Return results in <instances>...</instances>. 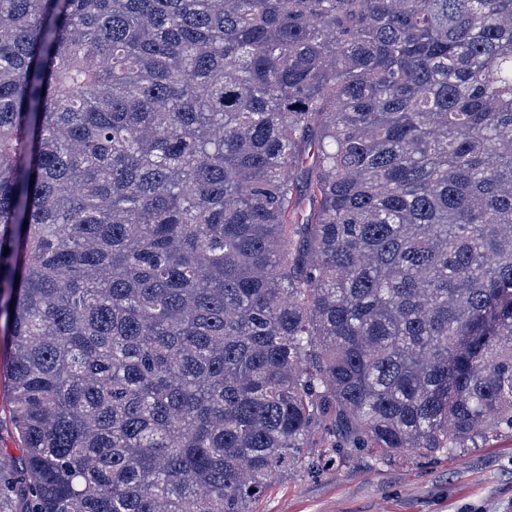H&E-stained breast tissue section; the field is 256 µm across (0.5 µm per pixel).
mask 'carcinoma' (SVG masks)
<instances>
[{
	"instance_id": "1",
	"label": "carcinoma",
	"mask_w": 512,
	"mask_h": 512,
	"mask_svg": "<svg viewBox=\"0 0 512 512\" xmlns=\"http://www.w3.org/2000/svg\"><path fill=\"white\" fill-rule=\"evenodd\" d=\"M0 321V512L512 432V0H0ZM7 359L4 348L0 349V448L2 451L8 452L14 457H19L22 454L21 444L16 435L11 432V425L9 420V394L7 388Z\"/></svg>"
}]
</instances>
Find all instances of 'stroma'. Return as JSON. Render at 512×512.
<instances>
[{
	"label": "stroma",
	"instance_id": "35a3bbf8",
	"mask_svg": "<svg viewBox=\"0 0 512 512\" xmlns=\"http://www.w3.org/2000/svg\"><path fill=\"white\" fill-rule=\"evenodd\" d=\"M256 512H512V434L480 448L384 460L348 448L321 468L281 472Z\"/></svg>",
	"mask_w": 512,
	"mask_h": 512
}]
</instances>
